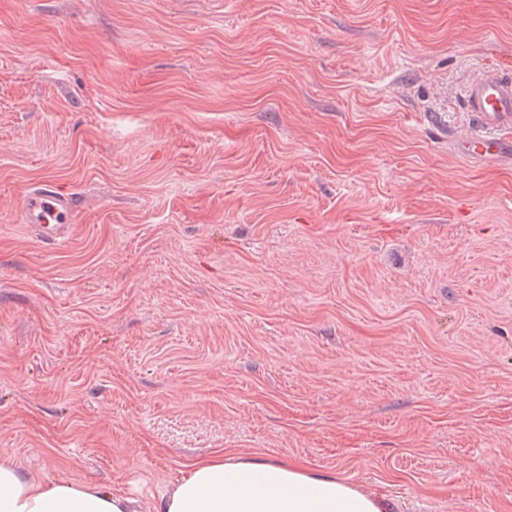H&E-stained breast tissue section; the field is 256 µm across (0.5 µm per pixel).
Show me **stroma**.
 Masks as SVG:
<instances>
[{"label": "stroma", "mask_w": 512, "mask_h": 512, "mask_svg": "<svg viewBox=\"0 0 512 512\" xmlns=\"http://www.w3.org/2000/svg\"><path fill=\"white\" fill-rule=\"evenodd\" d=\"M507 64L512 0H0V456L140 512L228 451L512 512V166L450 144ZM79 200L73 195L43 185L30 192L23 202V216L34 224L40 240L47 246L59 245L70 238L73 217Z\"/></svg>", "instance_id": "obj_1"}]
</instances>
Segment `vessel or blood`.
<instances>
[{
  "instance_id": "1",
  "label": "vessel or blood",
  "mask_w": 512,
  "mask_h": 512,
  "mask_svg": "<svg viewBox=\"0 0 512 512\" xmlns=\"http://www.w3.org/2000/svg\"><path fill=\"white\" fill-rule=\"evenodd\" d=\"M462 100L470 130L457 142L459 154L484 164L512 161V74L492 70L471 81ZM77 208L74 195L43 185L25 197L23 216L45 245L54 246L72 235Z\"/></svg>"
}]
</instances>
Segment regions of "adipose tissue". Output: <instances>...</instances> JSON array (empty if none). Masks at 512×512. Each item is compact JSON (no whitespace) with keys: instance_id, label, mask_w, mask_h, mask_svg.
Here are the masks:
<instances>
[{"instance_id":"adipose-tissue-1","label":"adipose tissue","mask_w":512,"mask_h":512,"mask_svg":"<svg viewBox=\"0 0 512 512\" xmlns=\"http://www.w3.org/2000/svg\"><path fill=\"white\" fill-rule=\"evenodd\" d=\"M0 512H131V501L86 482L37 483L0 458ZM156 512H386V505L336 475L227 452L194 461Z\"/></svg>"}]
</instances>
